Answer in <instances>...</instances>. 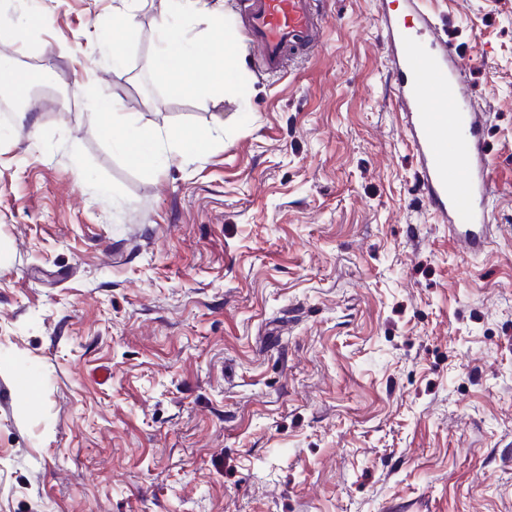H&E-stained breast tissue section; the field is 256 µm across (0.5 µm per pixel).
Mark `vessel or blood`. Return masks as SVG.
I'll return each mask as SVG.
<instances>
[{
	"mask_svg": "<svg viewBox=\"0 0 512 512\" xmlns=\"http://www.w3.org/2000/svg\"><path fill=\"white\" fill-rule=\"evenodd\" d=\"M244 36L261 73L285 70L289 56L317 45L321 21L315 0H240ZM395 45V90L407 115L406 134L432 212L453 230L467 253L484 248L485 130L473 110L457 52L434 33L426 14L416 23L386 21Z\"/></svg>",
	"mask_w": 512,
	"mask_h": 512,
	"instance_id": "obj_1",
	"label": "vessel or blood"
}]
</instances>
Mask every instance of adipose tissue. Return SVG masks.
Wrapping results in <instances>:
<instances>
[{"label": "adipose tissue", "mask_w": 512, "mask_h": 512, "mask_svg": "<svg viewBox=\"0 0 512 512\" xmlns=\"http://www.w3.org/2000/svg\"><path fill=\"white\" fill-rule=\"evenodd\" d=\"M175 13L186 14L201 24L200 36L185 38L175 22L164 21L160 27V46L154 68L164 78L167 91L174 97L206 92H232L238 87L244 69L240 47L226 35L224 14L211 9L207 0H170ZM104 135L112 134L111 123L101 126ZM114 143L134 166L155 165L160 151L179 155L203 150L201 137L176 131H162L128 124Z\"/></svg>", "instance_id": "obj_1"}]
</instances>
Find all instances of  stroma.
<instances>
[{
  "label": "stroma",
  "instance_id": "1",
  "mask_svg": "<svg viewBox=\"0 0 512 512\" xmlns=\"http://www.w3.org/2000/svg\"><path fill=\"white\" fill-rule=\"evenodd\" d=\"M318 0L282 76L169 96L146 0H0L80 111L0 112V512H512V0H424L487 124L488 243L421 189L382 23ZM223 128L136 168L101 132ZM124 2V9L118 14L121 23L113 26L104 35V44L112 59L113 65L121 64L124 58V46L127 41L132 24L135 22L138 12L144 0H121Z\"/></svg>",
  "mask_w": 512,
  "mask_h": 512
}]
</instances>
